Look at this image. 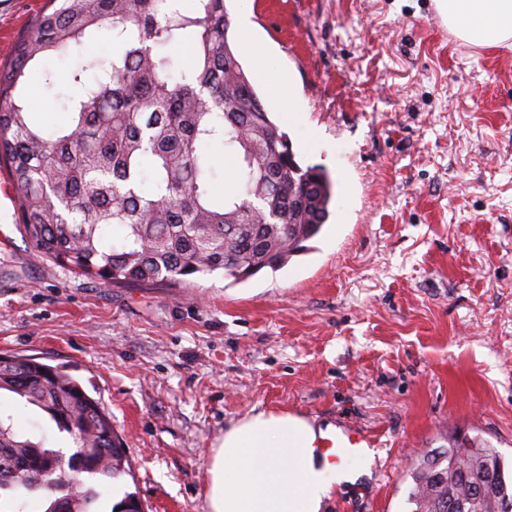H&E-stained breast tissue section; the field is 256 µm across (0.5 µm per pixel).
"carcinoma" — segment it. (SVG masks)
<instances>
[{"mask_svg":"<svg viewBox=\"0 0 512 512\" xmlns=\"http://www.w3.org/2000/svg\"><path fill=\"white\" fill-rule=\"evenodd\" d=\"M226 0H48L0 67V168L18 193L19 231L54 263L110 288H188L215 273L236 282L277 270L305 250L328 215L333 182L321 166L288 159L289 135L269 116L234 54ZM112 30L108 64L88 59L71 74L67 121L48 135L24 96L27 68L80 53ZM188 49L177 79L157 46ZM234 160L233 186L215 202L212 149ZM45 412L90 452L66 459L61 481L43 468L47 448L0 420V495L43 491L54 512H98L97 479L127 474L112 416L59 366L0 354V391ZM458 456L457 442L412 470L411 512H489L474 485L512 504V478ZM112 512H144L127 492Z\"/></svg>","mask_w":512,"mask_h":512,"instance_id":"carcinoma-1","label":"carcinoma"}]
</instances>
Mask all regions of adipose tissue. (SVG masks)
Segmentation results:
<instances>
[{
    "instance_id": "1",
    "label": "adipose tissue",
    "mask_w": 512,
    "mask_h": 512,
    "mask_svg": "<svg viewBox=\"0 0 512 512\" xmlns=\"http://www.w3.org/2000/svg\"><path fill=\"white\" fill-rule=\"evenodd\" d=\"M449 30L476 46L512 48V0H435ZM328 432L305 417L259 411L240 418L214 448L207 473L209 512H321L334 486L359 471L324 462Z\"/></svg>"
}]
</instances>
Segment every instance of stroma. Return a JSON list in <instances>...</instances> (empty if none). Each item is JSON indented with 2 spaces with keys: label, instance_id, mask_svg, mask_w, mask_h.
<instances>
[{
  "label": "stroma",
  "instance_id": "1",
  "mask_svg": "<svg viewBox=\"0 0 512 512\" xmlns=\"http://www.w3.org/2000/svg\"><path fill=\"white\" fill-rule=\"evenodd\" d=\"M46 0H0V65ZM231 46L301 165L334 184L301 254L243 282L108 288L22 237L0 169V353L63 366L112 416L145 512H209L207 467L242 416L288 412L368 438L371 474L323 512H408L412 465L481 438L512 467V50L461 43L435 0H228ZM104 28L28 71L36 120L66 119L73 69ZM55 75L44 82V71ZM302 109L281 111L280 85ZM0 420L69 451L39 408Z\"/></svg>",
  "mask_w": 512,
  "mask_h": 512
}]
</instances>
